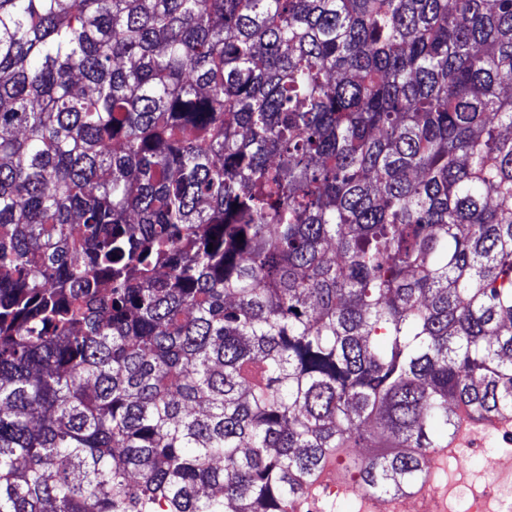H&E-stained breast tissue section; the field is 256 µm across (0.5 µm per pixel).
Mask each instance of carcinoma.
<instances>
[{
    "mask_svg": "<svg viewBox=\"0 0 512 512\" xmlns=\"http://www.w3.org/2000/svg\"><path fill=\"white\" fill-rule=\"evenodd\" d=\"M463 408L512 417V0H0V512L409 495Z\"/></svg>",
    "mask_w": 512,
    "mask_h": 512,
    "instance_id": "carcinoma-1",
    "label": "carcinoma"
}]
</instances>
